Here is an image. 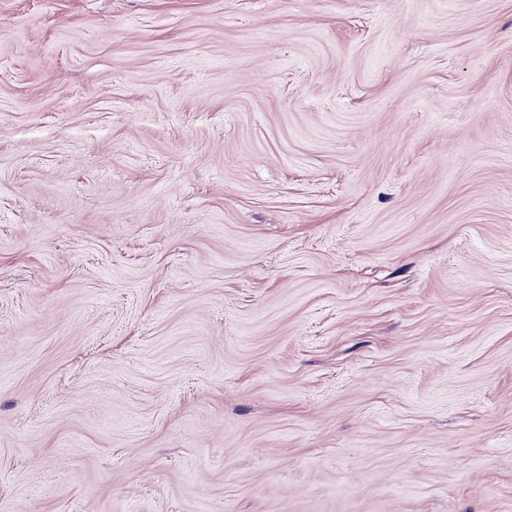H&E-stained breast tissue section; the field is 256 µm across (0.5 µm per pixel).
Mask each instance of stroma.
I'll list each match as a JSON object with an SVG mask.
<instances>
[{
    "instance_id": "35a3bbf8",
    "label": "stroma",
    "mask_w": 512,
    "mask_h": 512,
    "mask_svg": "<svg viewBox=\"0 0 512 512\" xmlns=\"http://www.w3.org/2000/svg\"><path fill=\"white\" fill-rule=\"evenodd\" d=\"M0 512H512V0H0Z\"/></svg>"
}]
</instances>
